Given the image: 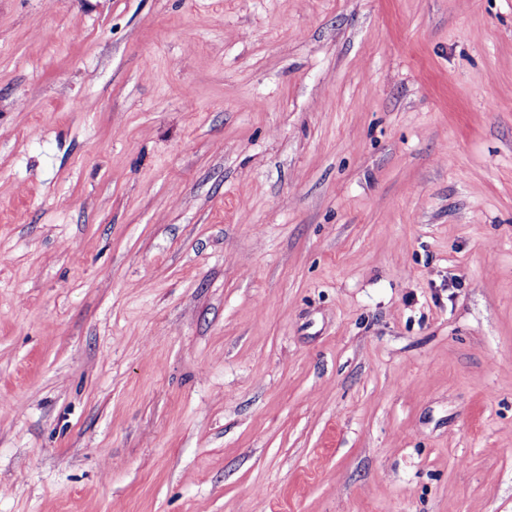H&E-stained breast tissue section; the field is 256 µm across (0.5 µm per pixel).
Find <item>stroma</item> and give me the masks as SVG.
Returning <instances> with one entry per match:
<instances>
[{
	"label": "stroma",
	"instance_id": "obj_1",
	"mask_svg": "<svg viewBox=\"0 0 512 512\" xmlns=\"http://www.w3.org/2000/svg\"><path fill=\"white\" fill-rule=\"evenodd\" d=\"M0 512H512V0H0Z\"/></svg>",
	"mask_w": 512,
	"mask_h": 512
}]
</instances>
